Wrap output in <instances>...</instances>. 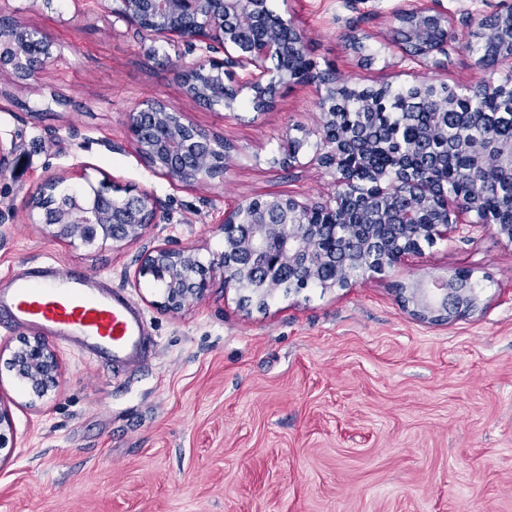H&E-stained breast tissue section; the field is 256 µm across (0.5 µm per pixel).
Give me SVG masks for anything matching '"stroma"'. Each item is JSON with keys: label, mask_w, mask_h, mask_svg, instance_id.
<instances>
[{"label": "stroma", "mask_w": 512, "mask_h": 512, "mask_svg": "<svg viewBox=\"0 0 512 512\" xmlns=\"http://www.w3.org/2000/svg\"><path fill=\"white\" fill-rule=\"evenodd\" d=\"M430 0H267L307 40L319 69L349 87L416 86L431 74L407 61L395 14ZM55 42L37 79L0 73V140L24 155L0 175V289L45 264L82 270L125 292L158 353L114 371L51 340L55 393L37 399L6 367L29 328L0 325V406L12 429L0 449V512H512V243L486 228L423 244L404 274L375 273L350 288L277 289L243 311L213 270L206 296L173 313L163 290L136 278L142 243L177 240L210 263L224 249L225 209L256 196L319 202L333 177L314 160L322 114L313 84L278 86L257 111L190 99L175 46L143 48L112 16L73 0H9ZM512 0H440L455 40L437 76L462 92L488 75L466 50L469 16ZM362 37L354 51L347 35ZM146 100L184 113L231 148L220 185L184 187L153 172L131 143L130 112ZM302 148L283 164L286 139ZM77 189L107 181L156 195L169 221L142 243L86 247L29 223L27 189L51 174ZM465 270L478 307L449 322L411 314L394 288L429 296Z\"/></svg>", "instance_id": "stroma-1"}]
</instances>
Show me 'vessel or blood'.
I'll return each mask as SVG.
<instances>
[{"label":"vessel or blood","instance_id":"obj_1","mask_svg":"<svg viewBox=\"0 0 512 512\" xmlns=\"http://www.w3.org/2000/svg\"><path fill=\"white\" fill-rule=\"evenodd\" d=\"M1 314L79 345L96 361L129 366L156 352L133 301L83 271L45 266L37 280H17L8 292H0Z\"/></svg>","mask_w":512,"mask_h":512}]
</instances>
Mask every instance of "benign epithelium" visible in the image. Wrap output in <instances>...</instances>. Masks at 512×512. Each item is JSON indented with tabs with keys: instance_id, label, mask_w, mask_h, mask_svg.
<instances>
[{
	"instance_id": "benign-epithelium-1",
	"label": "benign epithelium",
	"mask_w": 512,
	"mask_h": 512,
	"mask_svg": "<svg viewBox=\"0 0 512 512\" xmlns=\"http://www.w3.org/2000/svg\"><path fill=\"white\" fill-rule=\"evenodd\" d=\"M97 5L129 29L161 38L175 36L187 54L201 51L199 57L179 69L187 94L211 106L230 108L248 88L254 108L263 110L272 102L280 84L318 85L323 137L316 160L334 174L332 199L308 205L293 197L272 195L237 203L224 211L219 222L224 233V252L217 265L222 269L226 291L238 289L239 274L245 268L259 269L267 283L280 280L286 267L299 277L309 278L336 270V239L325 238L324 225L316 223V218L321 213L334 215L350 201L362 209L370 200L356 190L353 179L340 167L341 157L358 145V133L338 137L329 131L335 121L336 75L316 69L313 63L306 71L292 66L294 57L307 56L305 37L292 20L279 16L270 21L266 0H115L113 7L106 0H97ZM246 17L252 24L267 28L266 35L258 40L245 39L242 20ZM395 20L411 57L438 64L435 54L450 31L448 13L435 6L413 5L396 14ZM473 27L478 35L494 38L502 56L512 58V12L495 16L491 25L475 23ZM53 46L45 33L0 13L1 72L32 77L55 61ZM217 51L224 53V59L212 57ZM270 59L276 61L274 76L267 67ZM233 68L249 70L247 81H236L231 74ZM128 131L140 156L171 182L192 187L216 178L224 180V140L198 129L183 114L160 103L147 102L128 115ZM19 148L14 140L8 148L0 141V174L10 168ZM66 181L64 175L49 176L25 195L30 223L41 225L56 240H78L87 246L136 243L148 226L163 223L166 216L161 201L145 190L118 202L111 189L101 184L90 187L88 192L73 191L68 199L61 200L56 191ZM396 184L399 193L417 200L416 207L397 214L396 224L404 233L402 242L397 245L379 232H369L356 244L363 257L350 270H341L324 281L322 287L347 288L352 280L369 273L400 267L419 254L410 245L415 240V230L424 229L432 239H446L462 226L458 216L476 211L478 205L473 196L459 199L431 193L410 168L398 170ZM439 208L449 213V222L424 223L423 217ZM200 267L195 250L168 242L145 247L137 256V275L162 280L164 304L171 311L181 309L189 298L206 294L209 282L198 273ZM403 290L404 303L413 306V313L432 321H452L472 311L477 302L473 290L464 288L457 276L442 282V298L438 302L431 300L417 284H406ZM7 366L38 398L59 384L57 355L40 335L23 338L11 351Z\"/></svg>"
}]
</instances>
